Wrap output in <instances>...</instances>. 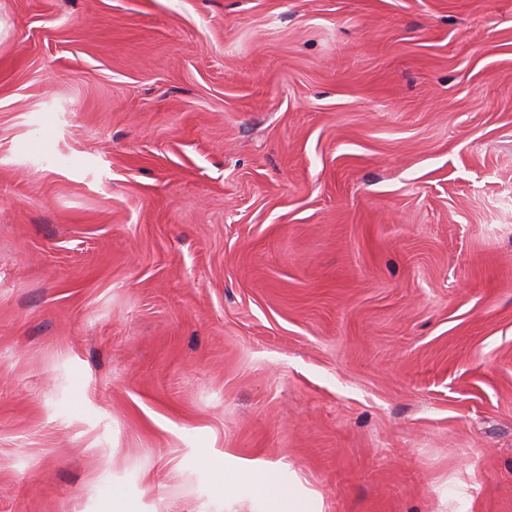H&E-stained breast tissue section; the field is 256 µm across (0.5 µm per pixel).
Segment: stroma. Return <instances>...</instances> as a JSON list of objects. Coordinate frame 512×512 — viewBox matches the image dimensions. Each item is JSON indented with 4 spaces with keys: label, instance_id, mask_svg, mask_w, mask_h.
Segmentation results:
<instances>
[{
    "label": "stroma",
    "instance_id": "obj_1",
    "mask_svg": "<svg viewBox=\"0 0 512 512\" xmlns=\"http://www.w3.org/2000/svg\"><path fill=\"white\" fill-rule=\"evenodd\" d=\"M512 512V0H0V512ZM240 486L251 488L264 512H308L303 498L282 478L279 469L242 467L224 481V492L236 493Z\"/></svg>",
    "mask_w": 512,
    "mask_h": 512
}]
</instances>
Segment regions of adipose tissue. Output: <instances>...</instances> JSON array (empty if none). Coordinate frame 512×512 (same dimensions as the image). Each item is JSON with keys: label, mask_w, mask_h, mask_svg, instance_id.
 Returning a JSON list of instances; mask_svg holds the SVG:
<instances>
[{"label": "adipose tissue", "mask_w": 512, "mask_h": 512, "mask_svg": "<svg viewBox=\"0 0 512 512\" xmlns=\"http://www.w3.org/2000/svg\"><path fill=\"white\" fill-rule=\"evenodd\" d=\"M242 486L251 488L263 504L264 512H305L302 497L295 493L292 484L287 483L277 469L246 466L224 482L225 491L231 494Z\"/></svg>", "instance_id": "obj_1"}]
</instances>
